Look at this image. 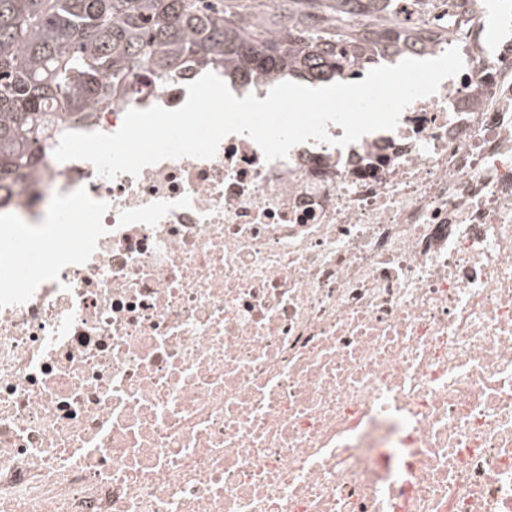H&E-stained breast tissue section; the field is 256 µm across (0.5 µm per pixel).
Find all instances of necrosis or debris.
Returning a JSON list of instances; mask_svg holds the SVG:
<instances>
[{
    "label": "necrosis or debris",
    "mask_w": 512,
    "mask_h": 512,
    "mask_svg": "<svg viewBox=\"0 0 512 512\" xmlns=\"http://www.w3.org/2000/svg\"><path fill=\"white\" fill-rule=\"evenodd\" d=\"M465 23L462 71L343 147L45 151L0 205V512H512V0L494 48Z\"/></svg>",
    "instance_id": "obj_1"
}]
</instances>
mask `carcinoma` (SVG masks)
<instances>
[{"instance_id":"cac0c4a2","label":"carcinoma","mask_w":512,"mask_h":512,"mask_svg":"<svg viewBox=\"0 0 512 512\" xmlns=\"http://www.w3.org/2000/svg\"><path fill=\"white\" fill-rule=\"evenodd\" d=\"M201 2L0 0V188L35 168L87 100L134 88L144 68L156 82L188 63L327 82L341 75L348 45L366 64L438 47L431 31L392 21L397 0H288L286 41ZM356 15L371 23L349 26Z\"/></svg>"}]
</instances>
